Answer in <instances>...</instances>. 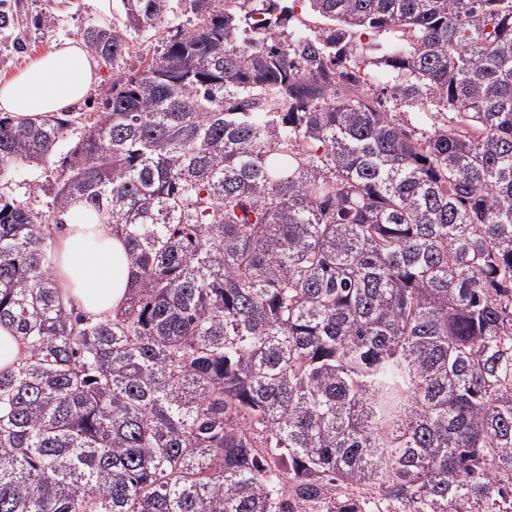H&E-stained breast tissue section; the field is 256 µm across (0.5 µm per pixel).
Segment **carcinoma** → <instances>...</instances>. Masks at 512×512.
<instances>
[{
	"instance_id": "carcinoma-1",
	"label": "carcinoma",
	"mask_w": 512,
	"mask_h": 512,
	"mask_svg": "<svg viewBox=\"0 0 512 512\" xmlns=\"http://www.w3.org/2000/svg\"><path fill=\"white\" fill-rule=\"evenodd\" d=\"M119 2L106 63L171 9ZM189 2L75 139L0 116V180L63 153L0 192V512H512V0ZM78 201L133 272L95 322ZM61 157L63 155L57 154L54 158L57 163L52 164L48 170H34L23 165L16 166L10 179L2 181V192L26 201L31 209L39 212L47 211L48 202L51 200L48 188L54 182L57 171L61 170V168H57L60 165L58 161ZM34 182H39L44 187L41 191L39 190L37 193L29 195V184ZM72 219L56 239V279L66 297L86 317H112L132 287L125 245L110 224H84V207L75 204ZM25 345L11 327L0 325V371H7L24 357Z\"/></svg>"
}]
</instances>
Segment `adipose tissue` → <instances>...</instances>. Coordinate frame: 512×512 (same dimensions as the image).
Wrapping results in <instances>:
<instances>
[{
    "label": "adipose tissue",
    "mask_w": 512,
    "mask_h": 512,
    "mask_svg": "<svg viewBox=\"0 0 512 512\" xmlns=\"http://www.w3.org/2000/svg\"><path fill=\"white\" fill-rule=\"evenodd\" d=\"M97 79L96 64L82 40L71 38L0 82V112L38 120L80 103ZM56 239V279L86 317H111L132 286L125 245L111 225L85 223L82 205Z\"/></svg>",
    "instance_id": "adipose-tissue-1"
}]
</instances>
